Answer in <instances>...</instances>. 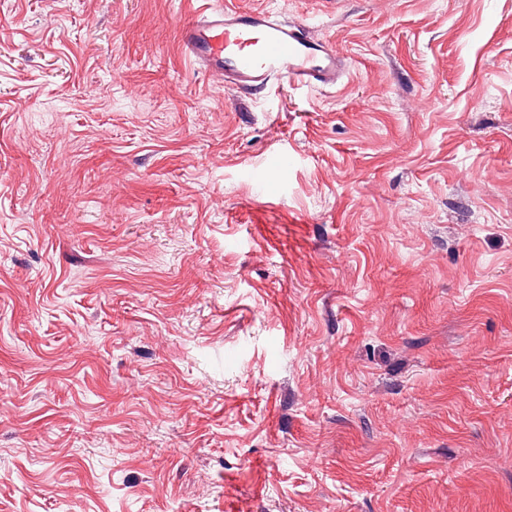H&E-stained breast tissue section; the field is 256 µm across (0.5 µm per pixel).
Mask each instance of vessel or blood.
I'll use <instances>...</instances> for the list:
<instances>
[{
    "mask_svg": "<svg viewBox=\"0 0 512 512\" xmlns=\"http://www.w3.org/2000/svg\"><path fill=\"white\" fill-rule=\"evenodd\" d=\"M184 54L205 72L240 90L278 80L310 89L332 88L346 74V60L300 19L282 20L267 9L229 6L192 11L181 32Z\"/></svg>",
    "mask_w": 512,
    "mask_h": 512,
    "instance_id": "vessel-or-blood-1",
    "label": "vessel or blood"
}]
</instances>
